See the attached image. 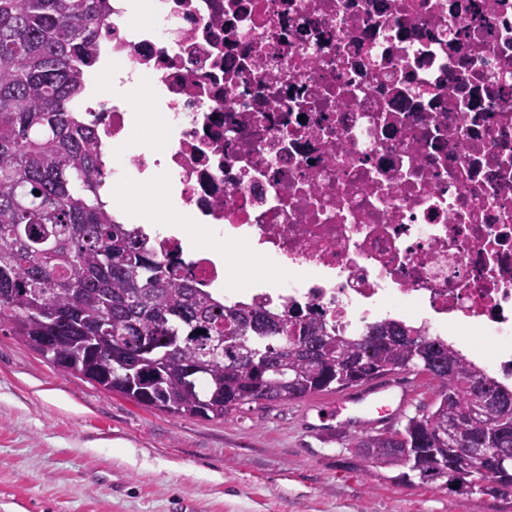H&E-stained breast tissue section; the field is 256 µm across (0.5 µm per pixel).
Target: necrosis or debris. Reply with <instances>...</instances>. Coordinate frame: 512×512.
<instances>
[{
    "label": "necrosis or debris",
    "instance_id": "necrosis-or-debris-1",
    "mask_svg": "<svg viewBox=\"0 0 512 512\" xmlns=\"http://www.w3.org/2000/svg\"><path fill=\"white\" fill-rule=\"evenodd\" d=\"M130 2L98 52L148 111L132 90L78 105L117 152L116 222L129 184L162 182L190 226L158 255L225 304L348 333L416 311L512 379V0H146L136 22ZM199 237L288 276L226 286Z\"/></svg>",
    "mask_w": 512,
    "mask_h": 512
}]
</instances>
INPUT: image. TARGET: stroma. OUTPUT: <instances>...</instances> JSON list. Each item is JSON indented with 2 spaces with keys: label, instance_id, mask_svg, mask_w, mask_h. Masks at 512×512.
<instances>
[{
  "label": "stroma",
  "instance_id": "35a3bbf8",
  "mask_svg": "<svg viewBox=\"0 0 512 512\" xmlns=\"http://www.w3.org/2000/svg\"><path fill=\"white\" fill-rule=\"evenodd\" d=\"M364 434L332 392L222 419L143 409L0 331V512H512L347 469Z\"/></svg>",
  "mask_w": 512,
  "mask_h": 512
}]
</instances>
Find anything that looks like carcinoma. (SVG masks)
Listing matches in <instances>:
<instances>
[{
  "instance_id": "cac0c4a2",
  "label": "carcinoma",
  "mask_w": 512,
  "mask_h": 512,
  "mask_svg": "<svg viewBox=\"0 0 512 512\" xmlns=\"http://www.w3.org/2000/svg\"><path fill=\"white\" fill-rule=\"evenodd\" d=\"M110 13V0H0V331L62 373L204 419L415 369L440 383L431 410L361 437L348 468L511 503L512 387L452 344L399 319L348 335L318 313L228 307L112 221L95 126L72 108Z\"/></svg>"
}]
</instances>
